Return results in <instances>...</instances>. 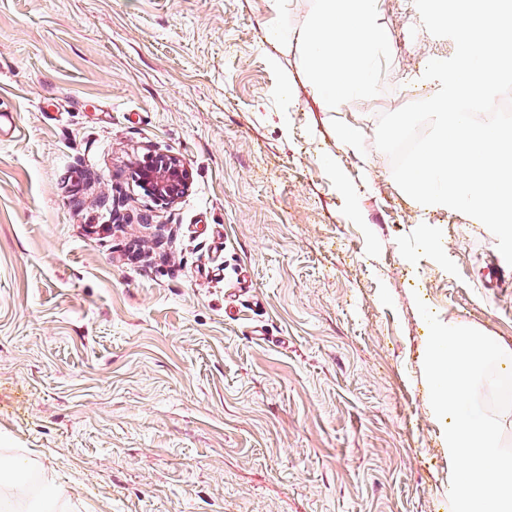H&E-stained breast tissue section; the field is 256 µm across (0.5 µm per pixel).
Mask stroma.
Instances as JSON below:
<instances>
[{"label": "stroma", "mask_w": 512, "mask_h": 512, "mask_svg": "<svg viewBox=\"0 0 512 512\" xmlns=\"http://www.w3.org/2000/svg\"><path fill=\"white\" fill-rule=\"evenodd\" d=\"M312 0H0V494L37 512H448L416 304L512 348L495 236L375 146L449 52L411 0L377 97L325 111ZM363 128L344 149L339 122ZM191 172L156 206L132 165Z\"/></svg>", "instance_id": "35a3bbf8"}]
</instances>
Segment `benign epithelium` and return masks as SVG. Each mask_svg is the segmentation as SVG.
<instances>
[{
	"label": "benign epithelium",
	"instance_id": "obj_1",
	"mask_svg": "<svg viewBox=\"0 0 512 512\" xmlns=\"http://www.w3.org/2000/svg\"><path fill=\"white\" fill-rule=\"evenodd\" d=\"M134 176L143 193L163 207L173 204L190 183V172L181 160L155 150L139 161Z\"/></svg>",
	"mask_w": 512,
	"mask_h": 512
}]
</instances>
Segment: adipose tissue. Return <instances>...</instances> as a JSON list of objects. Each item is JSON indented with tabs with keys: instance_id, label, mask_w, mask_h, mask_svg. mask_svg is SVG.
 <instances>
[{
	"instance_id": "obj_1",
	"label": "adipose tissue",
	"mask_w": 512,
	"mask_h": 512,
	"mask_svg": "<svg viewBox=\"0 0 512 512\" xmlns=\"http://www.w3.org/2000/svg\"><path fill=\"white\" fill-rule=\"evenodd\" d=\"M296 46L302 69L324 107L342 112L379 93L375 69L391 48L380 0H313L301 25L282 30Z\"/></svg>"
}]
</instances>
